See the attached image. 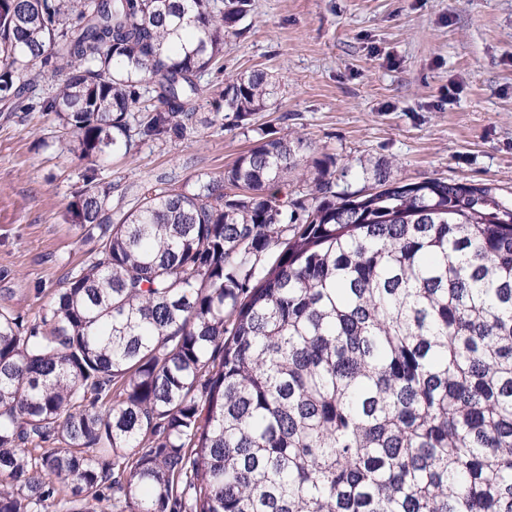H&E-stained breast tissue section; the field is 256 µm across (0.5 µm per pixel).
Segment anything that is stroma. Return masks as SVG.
Instances as JSON below:
<instances>
[{
    "label": "stroma",
    "mask_w": 512,
    "mask_h": 512,
    "mask_svg": "<svg viewBox=\"0 0 512 512\" xmlns=\"http://www.w3.org/2000/svg\"><path fill=\"white\" fill-rule=\"evenodd\" d=\"M261 69L278 94L253 118L329 153L352 189L360 161L393 175L480 183L512 201V0H253L248 31L224 45L188 108L185 137L138 142L100 162L112 212L150 188L217 176L252 143L215 106L225 82ZM0 102V309L32 320L97 243L66 207L86 164L55 114Z\"/></svg>",
    "instance_id": "stroma-1"
}]
</instances>
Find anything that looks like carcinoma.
<instances>
[{
    "mask_svg": "<svg viewBox=\"0 0 512 512\" xmlns=\"http://www.w3.org/2000/svg\"><path fill=\"white\" fill-rule=\"evenodd\" d=\"M252 0H0V99L30 93L90 164L98 239L28 324L0 310V512H512V203L272 128L220 178L112 218L98 160L187 133ZM65 76L52 95L44 78ZM158 104L132 108L144 87ZM276 83H225L251 126Z\"/></svg>",
    "mask_w": 512,
    "mask_h": 512,
    "instance_id": "cac0c4a2",
    "label": "carcinoma"
}]
</instances>
